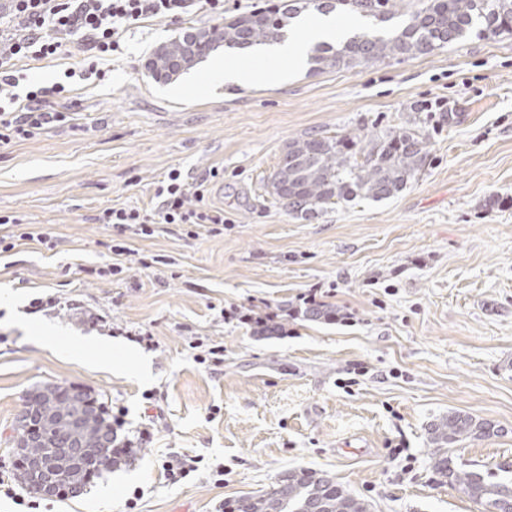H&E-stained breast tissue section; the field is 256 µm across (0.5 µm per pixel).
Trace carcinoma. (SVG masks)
Returning <instances> with one entry per match:
<instances>
[{
    "label": "carcinoma",
    "mask_w": 512,
    "mask_h": 512,
    "mask_svg": "<svg viewBox=\"0 0 512 512\" xmlns=\"http://www.w3.org/2000/svg\"><path fill=\"white\" fill-rule=\"evenodd\" d=\"M402 0H283L265 8L224 18L210 29L192 28L159 46L147 58L145 69L158 82L167 83L220 47L251 49L280 40L302 12L314 8L337 10L360 17L370 31L354 33L336 45L316 43L309 50L312 70L343 67L355 69L390 59L428 56L471 35L495 39L512 35V0H423L402 24ZM428 138L420 129H386L363 137L311 134L290 140L271 174L272 194L288 211H317L358 197L387 199L406 187L429 159ZM309 321H330L336 310L312 304L302 311ZM84 400L86 445L94 448L101 437L114 442L112 425L102 403L90 394ZM31 429L15 427L20 439L34 441L30 452L49 454L70 437L66 417L72 415L69 398L34 400ZM499 433L490 421L460 411H450L428 427L429 441L439 450L435 462L443 482L456 484L486 512H512V464L501 472L507 477L491 480L474 471L459 470L448 456V447L467 438H488ZM229 512H369L366 500L350 493L326 472L287 470L259 495L241 496Z\"/></svg>",
    "instance_id": "cac0c4a2"
}]
</instances>
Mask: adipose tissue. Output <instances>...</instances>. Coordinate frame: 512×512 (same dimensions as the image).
<instances>
[{"label":"adipose tissue","instance_id":"adipose-tissue-1","mask_svg":"<svg viewBox=\"0 0 512 512\" xmlns=\"http://www.w3.org/2000/svg\"><path fill=\"white\" fill-rule=\"evenodd\" d=\"M300 30L301 37L273 44L270 55L274 58L275 64L268 70L267 79H286L289 72L306 65L310 45L340 41L351 32L349 26L337 24L336 17L332 14H322L303 21Z\"/></svg>","mask_w":512,"mask_h":512}]
</instances>
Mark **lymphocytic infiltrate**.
Listing matches in <instances>:
<instances>
[{"mask_svg": "<svg viewBox=\"0 0 512 512\" xmlns=\"http://www.w3.org/2000/svg\"><path fill=\"white\" fill-rule=\"evenodd\" d=\"M220 12L224 0H9L13 31L0 37V142L33 139L67 121L54 100L65 99L67 88L25 86V74L16 63L24 58L58 55L70 37H79L94 57L121 49L125 32L147 18H178L192 7ZM156 203L148 209L112 206L96 221L117 228L119 234L149 237L157 224H212L224 222V211L203 203V194H190L180 171L173 170L155 188Z\"/></svg>", "mask_w": 512, "mask_h": 512, "instance_id": "f902f5d3", "label": "lymphocytic infiltrate"}]
</instances>
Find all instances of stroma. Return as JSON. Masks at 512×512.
<instances>
[{
    "label": "stroma",
    "instance_id": "stroma-1",
    "mask_svg": "<svg viewBox=\"0 0 512 512\" xmlns=\"http://www.w3.org/2000/svg\"><path fill=\"white\" fill-rule=\"evenodd\" d=\"M264 4L146 20L102 78L72 85L76 120L0 143V215L56 243L0 255V482L22 488L10 436L37 385L90 391L137 450L38 512H218L293 468L330 473L371 512H483L435 472L427 429L451 410L500 429L450 448L459 468L512 462V36L244 88L214 80L205 60L170 83L148 77L158 45ZM88 64L77 45L20 62L38 86ZM411 122L430 156L395 196L305 217L271 194L290 139ZM174 169L223 209L222 233L159 225L131 241L122 274L94 276L123 241L96 216L150 206ZM310 294L338 320H304ZM51 296L73 309L29 312ZM238 308L275 315L284 334L254 335ZM103 344L119 355L108 368L94 362ZM128 347L150 359L151 379ZM192 458L187 477L164 468Z\"/></svg>",
    "mask_w": 512,
    "mask_h": 512
}]
</instances>
